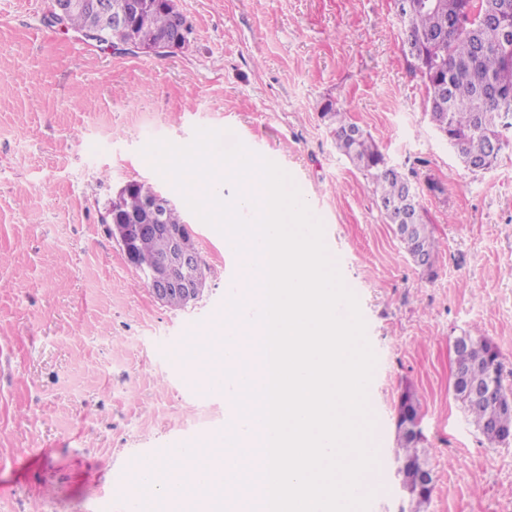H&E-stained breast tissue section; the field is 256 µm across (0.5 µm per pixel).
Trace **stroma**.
<instances>
[{"label": "stroma", "mask_w": 512, "mask_h": 512, "mask_svg": "<svg viewBox=\"0 0 512 512\" xmlns=\"http://www.w3.org/2000/svg\"><path fill=\"white\" fill-rule=\"evenodd\" d=\"M176 5L188 42L159 57L50 24L51 0H0V512H127L116 474L223 430V392L202 393L172 350L220 324L235 257L141 153L198 127L290 175L358 298L383 438L369 512L409 506L395 475L408 389L434 480L426 512H512V445H490L452 388L453 341L474 331L512 389V146L486 171L460 163L429 121L395 0ZM328 102L416 191L440 243L431 268L337 151ZM133 180L175 203L206 265L187 308L152 297L103 221Z\"/></svg>", "instance_id": "obj_1"}]
</instances>
